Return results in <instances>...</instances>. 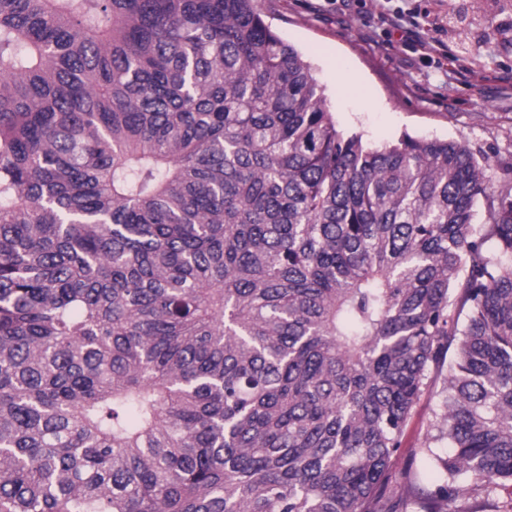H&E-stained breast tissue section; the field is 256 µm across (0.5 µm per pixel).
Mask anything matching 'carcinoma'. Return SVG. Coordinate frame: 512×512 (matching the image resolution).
<instances>
[{
    "instance_id": "cac0c4a2",
    "label": "carcinoma",
    "mask_w": 512,
    "mask_h": 512,
    "mask_svg": "<svg viewBox=\"0 0 512 512\" xmlns=\"http://www.w3.org/2000/svg\"><path fill=\"white\" fill-rule=\"evenodd\" d=\"M496 166L338 130L254 0H0V512H408L393 459L444 367L419 512L494 507Z\"/></svg>"
}]
</instances>
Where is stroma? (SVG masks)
Instances as JSON below:
<instances>
[{
	"mask_svg": "<svg viewBox=\"0 0 512 512\" xmlns=\"http://www.w3.org/2000/svg\"><path fill=\"white\" fill-rule=\"evenodd\" d=\"M265 21L309 64L338 130L382 146L403 133L452 139L471 148L512 150V0H256ZM415 18L440 41L427 53L409 28L385 14ZM480 76L459 74L454 56ZM446 371L430 374L412 410L394 471L412 467L402 487L418 500L437 477L422 443L444 396Z\"/></svg>",
	"mask_w": 512,
	"mask_h": 512,
	"instance_id": "1",
	"label": "stroma"
}]
</instances>
